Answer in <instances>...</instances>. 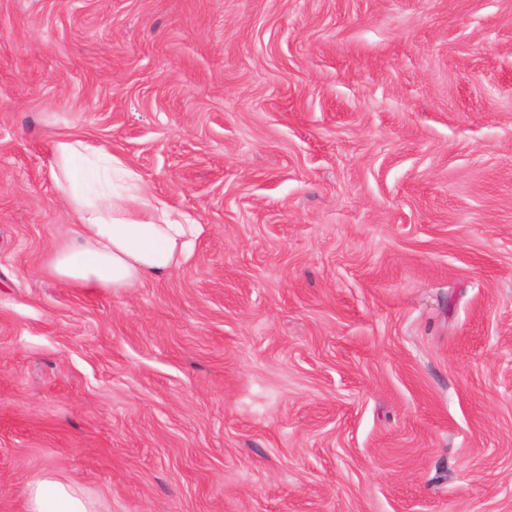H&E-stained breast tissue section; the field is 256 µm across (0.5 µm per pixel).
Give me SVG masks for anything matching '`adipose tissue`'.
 I'll return each instance as SVG.
<instances>
[{
    "instance_id": "ef3b65f1",
    "label": "adipose tissue",
    "mask_w": 512,
    "mask_h": 512,
    "mask_svg": "<svg viewBox=\"0 0 512 512\" xmlns=\"http://www.w3.org/2000/svg\"><path fill=\"white\" fill-rule=\"evenodd\" d=\"M53 164L76 220L51 254L60 280L92 294L128 292L192 253L202 231L196 218L153 194L120 156L66 136L54 145ZM26 495L28 512H92L69 483L39 481Z\"/></svg>"
}]
</instances>
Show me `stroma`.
I'll use <instances>...</instances> for the list:
<instances>
[{
	"label": "stroma",
	"instance_id": "obj_1",
	"mask_svg": "<svg viewBox=\"0 0 512 512\" xmlns=\"http://www.w3.org/2000/svg\"><path fill=\"white\" fill-rule=\"evenodd\" d=\"M204 231L49 267L55 142ZM512 512V0H0V512ZM28 512H92L80 490L69 483L43 480L26 489Z\"/></svg>",
	"mask_w": 512,
	"mask_h": 512
}]
</instances>
